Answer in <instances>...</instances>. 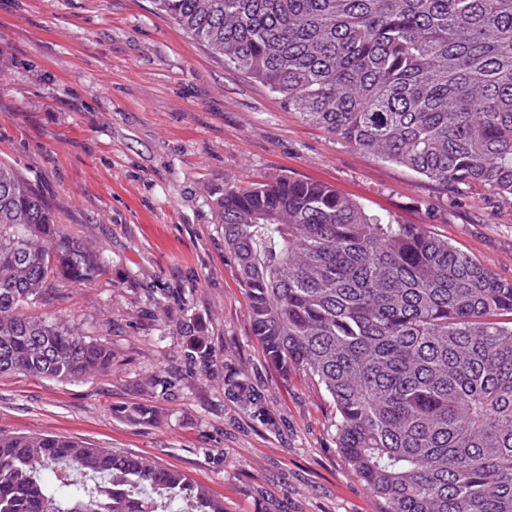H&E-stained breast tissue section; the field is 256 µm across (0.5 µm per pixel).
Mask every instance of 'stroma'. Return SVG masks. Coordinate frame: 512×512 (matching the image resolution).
Masks as SVG:
<instances>
[{
    "label": "stroma",
    "mask_w": 512,
    "mask_h": 512,
    "mask_svg": "<svg viewBox=\"0 0 512 512\" xmlns=\"http://www.w3.org/2000/svg\"><path fill=\"white\" fill-rule=\"evenodd\" d=\"M0 162L107 259L100 282L61 284L48 305L112 346L105 376H0V432L52 433L180 469L227 512H383L343 462L335 410L303 371L282 376L252 335L214 200L226 183L314 179L423 224L512 281V203L366 155L228 68L153 0H0ZM223 365L186 362L179 321ZM245 372L267 406L224 392ZM170 382L166 395L141 379ZM158 406L152 425L114 407Z\"/></svg>",
    "instance_id": "stroma-1"
}]
</instances>
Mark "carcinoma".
<instances>
[{
	"label": "carcinoma",
	"mask_w": 512,
	"mask_h": 512,
	"mask_svg": "<svg viewBox=\"0 0 512 512\" xmlns=\"http://www.w3.org/2000/svg\"><path fill=\"white\" fill-rule=\"evenodd\" d=\"M155 3L307 123L452 195L481 186L512 201V0ZM216 209L266 362L331 398L336 448L385 512H512V281L318 181L234 182ZM105 268L0 163V375L112 371L110 345L30 311ZM183 333L188 360L210 372L206 337L192 323ZM224 390L250 401L242 380ZM112 413L161 418L145 403ZM0 512L226 509L151 459L0 433Z\"/></svg>",
	"instance_id": "cac0c4a2"
}]
</instances>
